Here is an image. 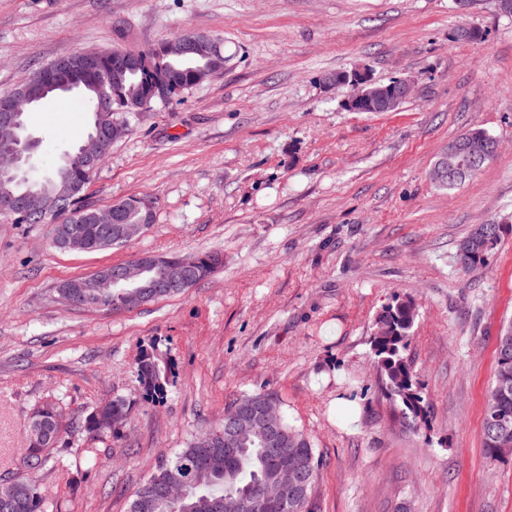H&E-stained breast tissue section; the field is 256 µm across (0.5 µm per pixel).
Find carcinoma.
<instances>
[{"mask_svg": "<svg viewBox=\"0 0 512 512\" xmlns=\"http://www.w3.org/2000/svg\"><path fill=\"white\" fill-rule=\"evenodd\" d=\"M176 35L138 52L139 64L132 72L119 66L126 51L114 49L102 54L98 68L85 75L70 76L64 71L60 79L66 87L45 91L42 101L66 94H80L89 105V112H113L123 117L125 111H147L153 109L158 100L153 89L166 85L171 96L205 82L212 74L224 69V49L215 48L205 58L190 56L176 58L168 55L167 45L181 40ZM468 145L480 160L461 176L445 178L439 186L452 190L475 175L492 158L489 154L494 138L482 129H471L457 138ZM84 177L79 159L70 153L47 175L37 181L18 180L0 185L16 196L44 188L52 189L62 180H79ZM141 199L131 197L124 200L123 223L138 224L144 209ZM63 213L73 222H81L88 241V251L98 252L120 245L105 233L104 227L86 219L92 209L77 201H61ZM0 219L14 224H50L56 215L45 213L39 207H30L14 213L0 212ZM502 226L479 224L461 242L458 257L465 258L463 268L470 271L486 263L489 252L499 241ZM196 282L211 277L222 266L221 254L203 253ZM132 289L110 285L106 288H91L82 305L88 308H110L114 311L128 309L146 303L149 298L134 297ZM415 311L411 302L396 301L385 306L376 317V332L371 340V352L382 377L388 396L400 406L404 418L416 424L424 419V399L415 381L406 352L410 341ZM136 373L142 386L144 398L151 404H161L168 396L173 384L174 366L155 340L142 346L137 361ZM508 378L512 383V323L501 330L493 384ZM270 396L261 392L246 395L224 409V417L216 427L194 438L187 447L164 456L149 478L138 488L130 512H221L224 501L243 497H257L273 475L272 459L266 453L262 433L253 429L248 439L240 443L234 452L224 456V433L228 431L233 416H246ZM129 405L117 398L103 406L92 409L84 418L83 431L97 437L112 432L114 424L127 419ZM509 419L512 431V391L505 397L489 396V403L483 418V447L485 455L497 457V440L501 430L495 415ZM31 420H39L51 436L29 439L24 464L30 469H41L50 460L52 450L59 446L64 434L73 431L71 424L64 422L62 409L48 401L36 409ZM280 436L292 452L299 456L305 487L300 496L284 503L266 502L257 512H309V492L314 484L320 460L316 456L311 440L284 418L279 422ZM187 471L186 494L178 500H165L160 494L163 485L177 472ZM0 512H46V505L40 496V488L23 479L17 496L8 497L0 493Z\"/></svg>", "mask_w": 512, "mask_h": 512, "instance_id": "1", "label": "carcinoma"}]
</instances>
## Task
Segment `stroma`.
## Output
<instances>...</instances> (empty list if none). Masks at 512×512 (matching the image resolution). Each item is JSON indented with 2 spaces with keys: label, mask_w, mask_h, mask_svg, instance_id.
Here are the masks:
<instances>
[{
  "label": "stroma",
  "mask_w": 512,
  "mask_h": 512,
  "mask_svg": "<svg viewBox=\"0 0 512 512\" xmlns=\"http://www.w3.org/2000/svg\"><path fill=\"white\" fill-rule=\"evenodd\" d=\"M461 25L475 42L451 37ZM224 42L223 72L130 117L92 176L93 208L146 197L152 224L101 252L52 244L49 224L0 220V483L38 484L48 512H129L162 456L235 399L271 395L321 460L311 512H512V456L483 452L501 328L512 319V16L497 0H0V94L79 48L139 51L175 34ZM412 79L392 112H351L332 70ZM89 115L51 101L26 117L32 178L83 141ZM474 127L500 144L446 190L437 157ZM504 231L464 270L462 240ZM224 255L185 292L130 310L60 301L65 280L141 256ZM416 310L407 356L426 420L406 424L371 353L375 317ZM158 340L176 367L164 403L136 362ZM130 406L97 439L104 401ZM77 430L41 470L22 464L34 411ZM96 448V465L79 449ZM129 405L123 399L117 398L103 406L92 409L84 418L81 428L83 431L97 437L111 433L115 423L126 420Z\"/></svg>",
  "instance_id": "1"
}]
</instances>
